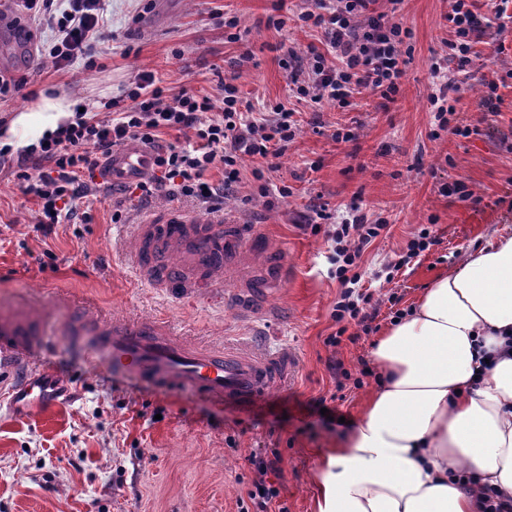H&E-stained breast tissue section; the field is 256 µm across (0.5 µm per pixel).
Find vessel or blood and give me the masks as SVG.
Wrapping results in <instances>:
<instances>
[{"instance_id": "b4317fda", "label": "vessel or blood", "mask_w": 512, "mask_h": 512, "mask_svg": "<svg viewBox=\"0 0 512 512\" xmlns=\"http://www.w3.org/2000/svg\"><path fill=\"white\" fill-rule=\"evenodd\" d=\"M154 152L130 141L113 151L98 175L109 186L138 182L149 175ZM120 262L142 286L184 302L223 295L237 314L262 311L269 293L288 278L279 241L260 225L200 215L179 206L149 210L120 234ZM66 318L54 323L50 308ZM66 337L87 350L105 372L163 390L206 395L247 407L271 394L292 375L293 355L250 342L213 346L177 336L162 317L106 316L73 296L33 301L0 300V370L11 374V405L39 411L48 397L36 363L53 337Z\"/></svg>"}]
</instances>
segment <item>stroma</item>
<instances>
[{"mask_svg": "<svg viewBox=\"0 0 512 512\" xmlns=\"http://www.w3.org/2000/svg\"><path fill=\"white\" fill-rule=\"evenodd\" d=\"M301 6V0H106V36L92 44L93 66L80 59L63 70L48 62L32 68L0 52V69L26 80L23 95L0 97V119L40 91L63 90L94 105L118 98L143 71L153 72L167 95L187 91L217 103L224 75L233 71L255 111L273 112L289 101L285 48L302 55L321 43L317 30L288 22ZM449 9L448 0H403L398 18L412 38L401 91L389 108L367 91L342 109L324 105L317 118L300 106V132L275 169L259 181L254 163L242 168L221 211L264 225L284 244L291 267L288 283L269 297L271 316L247 322L215 299L174 304L134 282L118 260L112 214L119 206L136 216L162 198L142 200L118 187L97 192L78 203L86 221L57 225L45 238L35 229L36 205L11 170H0V299L75 291L108 313L165 316L179 335L200 344L260 331L270 348L288 347L296 357L290 381L239 407L113 378L57 338L47 357L57 396L44 411L16 413L8 404V376L0 372V512H250L255 454L279 458L280 496L272 512H315L320 457L345 433L321 423L312 404L335 392L329 360L358 373L373 360L375 338L325 346L337 329L333 309L341 287L327 275L328 245L306 227L307 218L322 206L332 214L355 206L368 218L388 217V233L365 250L360 272L363 287L395 294L402 309L467 250L512 235V25L476 43L467 73L447 61L460 89L451 125L442 129L430 104L438 91L430 66L448 52ZM156 15L160 23L150 26ZM228 15L240 20L235 42L224 31ZM272 17L287 23L271 27ZM491 68L507 77L497 113L478 106L479 81ZM459 123L470 125L469 137L453 134ZM340 126L352 128L355 140L335 141ZM455 180L481 204L442 195V184ZM264 184L288 186L292 194L266 206ZM422 227L432 230L436 245L385 280V264ZM47 249L53 260L39 264Z\"/></svg>", "mask_w": 512, "mask_h": 512, "instance_id": "1", "label": "stroma"}]
</instances>
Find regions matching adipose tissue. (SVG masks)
<instances>
[{
  "label": "adipose tissue",
  "mask_w": 512,
  "mask_h": 512,
  "mask_svg": "<svg viewBox=\"0 0 512 512\" xmlns=\"http://www.w3.org/2000/svg\"><path fill=\"white\" fill-rule=\"evenodd\" d=\"M77 103L39 94L7 144L56 131ZM372 355L383 381L324 456L317 512H484L485 488L512 500V235L437 277Z\"/></svg>",
  "instance_id": "ef3b65f1"
}]
</instances>
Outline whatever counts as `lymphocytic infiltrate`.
Listing matches in <instances>:
<instances>
[{
  "label": "lymphocytic infiltrate",
  "mask_w": 512,
  "mask_h": 512,
  "mask_svg": "<svg viewBox=\"0 0 512 512\" xmlns=\"http://www.w3.org/2000/svg\"><path fill=\"white\" fill-rule=\"evenodd\" d=\"M54 0H22L24 10L36 21L56 31L47 52L54 68L62 70L87 56L92 42L104 35L103 0H65L53 12ZM373 0H306L294 16L300 27L321 31L324 49L310 48L305 57L289 52L285 63L290 72V91L297 102L318 109L326 104L343 108L354 95L368 90L384 102H394L400 92L404 71L403 47L412 36L397 22L403 0H387L380 11ZM506 10L495 5L480 12L477 0H450L445 16L451 37L450 56L459 68L472 61L474 46L490 29L504 30ZM101 118L76 113L72 121L38 143L19 150L0 148V166L14 168L22 194L38 206L37 231L51 236L58 224L77 216L78 200L91 190L88 175L94 174L114 147L135 140L152 149L155 168L135 185L141 199L177 197L219 209L239 180V165L246 156L280 157L299 131L293 109L277 105L268 118L254 117L238 87L225 83L222 106L210 97L188 93L167 96L153 72H141L123 102L106 101ZM194 131V140L160 144L163 131ZM223 166L221 184H211L206 173ZM313 232L323 233L329 248V274L342 287L333 317L336 333L327 336L326 346L343 342L344 324L354 323L363 334L377 331L382 302L361 285L357 271L365 248L388 222L368 221L358 208H351L339 222L330 213L317 210Z\"/></svg>",
  "instance_id": "1"
}]
</instances>
